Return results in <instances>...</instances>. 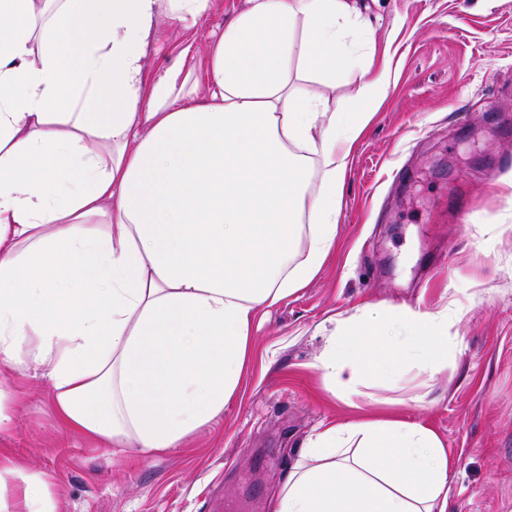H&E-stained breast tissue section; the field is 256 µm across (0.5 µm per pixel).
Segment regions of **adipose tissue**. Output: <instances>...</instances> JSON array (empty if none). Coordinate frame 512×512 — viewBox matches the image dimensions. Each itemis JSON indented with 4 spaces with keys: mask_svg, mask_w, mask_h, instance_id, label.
<instances>
[{
    "mask_svg": "<svg viewBox=\"0 0 512 512\" xmlns=\"http://www.w3.org/2000/svg\"><path fill=\"white\" fill-rule=\"evenodd\" d=\"M212 3L0 0V367H41L60 423L105 448L165 452L223 413L257 313L331 253L368 119L288 84L292 58L341 68L350 0H248L207 57V101L179 61L146 82L158 10ZM447 333V310L366 305L315 366L355 395L413 362L438 371ZM302 456L271 512H448V454L424 424H325ZM9 479L12 512H55L52 476L0 458Z\"/></svg>",
    "mask_w": 512,
    "mask_h": 512,
    "instance_id": "ef3b65f1",
    "label": "adipose tissue"
}]
</instances>
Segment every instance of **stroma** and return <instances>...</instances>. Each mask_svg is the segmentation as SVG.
Returning <instances> with one entry per match:
<instances>
[{
  "instance_id": "1",
  "label": "stroma",
  "mask_w": 512,
  "mask_h": 512,
  "mask_svg": "<svg viewBox=\"0 0 512 512\" xmlns=\"http://www.w3.org/2000/svg\"><path fill=\"white\" fill-rule=\"evenodd\" d=\"M348 40L369 73L337 79L289 64L332 112L357 109L364 76L388 72L385 101L357 141L336 241L300 292L259 313L238 390L183 447L105 449L65 431L41 377L0 369L12 422L0 455L56 480L57 512H271L323 422L399 417L448 450V512H512V0H356ZM248 0H215L196 23L159 12L145 51L153 81L182 60L205 99L202 63ZM448 311V365L407 368L347 399L315 359L334 319L367 304Z\"/></svg>"
}]
</instances>
